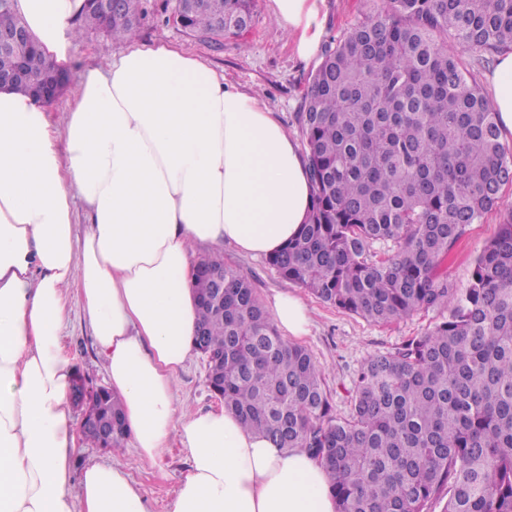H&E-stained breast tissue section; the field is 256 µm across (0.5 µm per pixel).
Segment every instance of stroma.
<instances>
[{
    "label": "stroma",
    "mask_w": 512,
    "mask_h": 512,
    "mask_svg": "<svg viewBox=\"0 0 512 512\" xmlns=\"http://www.w3.org/2000/svg\"><path fill=\"white\" fill-rule=\"evenodd\" d=\"M147 12L139 29L146 41L162 40L199 57L216 71L224 73L241 88L262 94L277 112L290 134H297L293 115L299 111L319 57L299 59L290 50L286 38L273 23L269 0H254L249 31L229 37L214 45L188 35L172 18L164 0H145ZM381 0H326L325 39L339 38L365 15L376 12ZM118 45L101 32H91L74 42L68 71L71 81L80 80L87 68H107ZM512 213V186L503 190V204L485 214L481 223L469 225L448 255L445 271L448 285L464 288L469 284L474 264L486 244L494 237L505 217ZM225 263L236 266L249 278L261 303H268L278 292L287 291L303 297L310 311L308 336L301 338L324 368V382L336 415L350 409V390L361 364L377 354L395 352L405 342L423 335L435 324L449 318L446 308L419 310L398 321L376 324L336 309L306 293L301 286L280 276L266 260L239 254L232 246L220 252ZM62 346L72 365L93 385L108 383L104 363L92 338L83 301L78 292L67 299ZM176 388L183 405L191 411L220 408L210 391L207 366L201 356H193L177 376ZM151 512H169V504L188 472L189 453L179 439H172L164 453L149 461L136 448L125 446L119 458Z\"/></svg>",
    "instance_id": "1"
}]
</instances>
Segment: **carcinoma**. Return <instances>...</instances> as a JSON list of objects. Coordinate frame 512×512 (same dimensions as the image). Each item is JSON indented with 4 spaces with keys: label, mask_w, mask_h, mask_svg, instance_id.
Masks as SVG:
<instances>
[{
    "label": "carcinoma",
    "mask_w": 512,
    "mask_h": 512,
    "mask_svg": "<svg viewBox=\"0 0 512 512\" xmlns=\"http://www.w3.org/2000/svg\"><path fill=\"white\" fill-rule=\"evenodd\" d=\"M252 0H200L189 34L219 42L252 19ZM143 11L107 21L83 10L81 32L138 34ZM22 22L0 2V29ZM512 48V0H384L324 47L295 122L314 185L299 235L267 258L287 280L339 310L389 323L418 310L449 318L358 370L349 412L333 413L323 368L286 341L245 274L215 260L195 276L196 353L212 355L211 392L275 448H305L331 477L336 512H512V213L476 259L469 285L448 287L444 265L466 228L502 201L512 155L491 99L462 55ZM43 75L39 50L0 52V71ZM396 251L375 259L372 246ZM128 437L120 400L93 393Z\"/></svg>",
    "instance_id": "cac0c4a2"
}]
</instances>
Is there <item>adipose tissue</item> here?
Listing matches in <instances>:
<instances>
[{
  "label": "adipose tissue",
  "mask_w": 512,
  "mask_h": 512,
  "mask_svg": "<svg viewBox=\"0 0 512 512\" xmlns=\"http://www.w3.org/2000/svg\"><path fill=\"white\" fill-rule=\"evenodd\" d=\"M298 56L324 35L326 0H271ZM84 0H17L58 64ZM512 138V49L490 79ZM314 189L303 148L261 95L163 42L121 43L88 69L61 122L0 88V512H150L120 462L75 476L74 374L61 336L81 293L133 444L152 460L179 436L189 472L170 512H336L325 468L280 451L224 410L192 413L175 378L193 354L199 249L267 257L306 223ZM83 236L74 233L76 210ZM275 324L299 338L306 303L276 294Z\"/></svg>",
  "instance_id": "1"
}]
</instances>
